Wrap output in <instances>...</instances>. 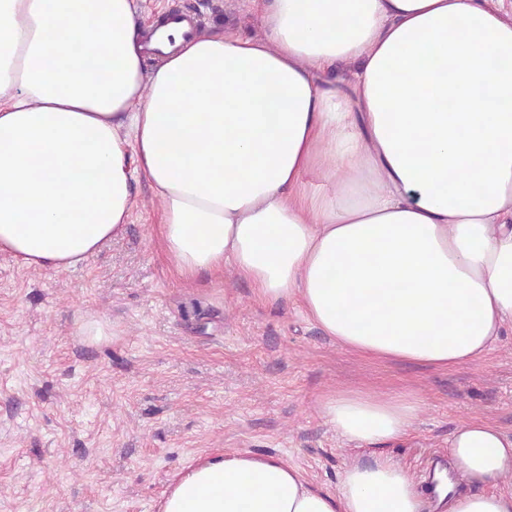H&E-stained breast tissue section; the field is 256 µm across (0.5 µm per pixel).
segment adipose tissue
Wrapping results in <instances>:
<instances>
[{"label": "adipose tissue", "instance_id": "ef3b65f1", "mask_svg": "<svg viewBox=\"0 0 512 512\" xmlns=\"http://www.w3.org/2000/svg\"><path fill=\"white\" fill-rule=\"evenodd\" d=\"M170 30L148 70L136 0H0V252L77 265L123 233L142 177L181 277L231 270L356 354L457 368L512 330V19L493 0H266L256 35ZM313 170L335 191L308 193ZM319 409L368 449L424 401L347 386ZM448 458L472 489L441 490L444 512H512V435L459 422ZM426 510L388 456L329 491L237 450L160 512Z\"/></svg>", "mask_w": 512, "mask_h": 512}]
</instances>
